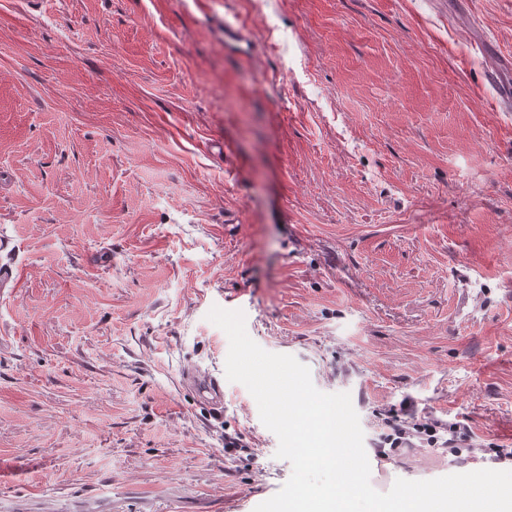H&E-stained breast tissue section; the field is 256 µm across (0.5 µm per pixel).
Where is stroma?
Instances as JSON below:
<instances>
[{
    "mask_svg": "<svg viewBox=\"0 0 512 512\" xmlns=\"http://www.w3.org/2000/svg\"><path fill=\"white\" fill-rule=\"evenodd\" d=\"M506 56L512 0H0V512L273 496L245 386L178 385L225 374L215 306L350 394L379 492L464 470L374 457L383 411L512 441ZM180 383L182 388L195 391L203 403L213 410L224 406V382L211 372L190 367L181 373Z\"/></svg>",
    "mask_w": 512,
    "mask_h": 512,
    "instance_id": "obj_1",
    "label": "stroma"
}]
</instances>
